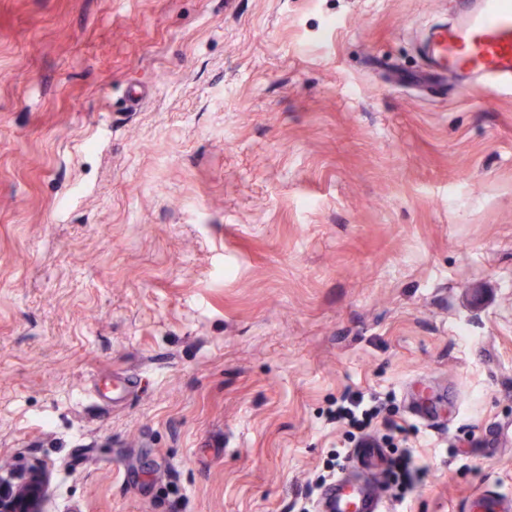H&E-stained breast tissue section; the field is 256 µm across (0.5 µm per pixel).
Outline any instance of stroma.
Returning a JSON list of instances; mask_svg holds the SVG:
<instances>
[{
  "mask_svg": "<svg viewBox=\"0 0 512 512\" xmlns=\"http://www.w3.org/2000/svg\"><path fill=\"white\" fill-rule=\"evenodd\" d=\"M455 18L0 0V476L48 464L43 512H291L357 446L351 389L426 469L388 512L512 493V95L423 83ZM382 407V403H366L365 395L361 392H348L341 396L340 403L336 402V420H343L351 429L364 433L381 414Z\"/></svg>",
  "mask_w": 512,
  "mask_h": 512,
  "instance_id": "stroma-1",
  "label": "stroma"
}]
</instances>
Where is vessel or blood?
<instances>
[{"instance_id": "vessel-or-blood-1", "label": "vessel or blood", "mask_w": 512, "mask_h": 512, "mask_svg": "<svg viewBox=\"0 0 512 512\" xmlns=\"http://www.w3.org/2000/svg\"><path fill=\"white\" fill-rule=\"evenodd\" d=\"M452 25L435 27L427 46L431 68L441 75L467 78L480 88L512 92V0H457ZM352 465L359 480L339 476L322 502L323 512H386L376 488L386 476L385 451L357 448Z\"/></svg>"}]
</instances>
